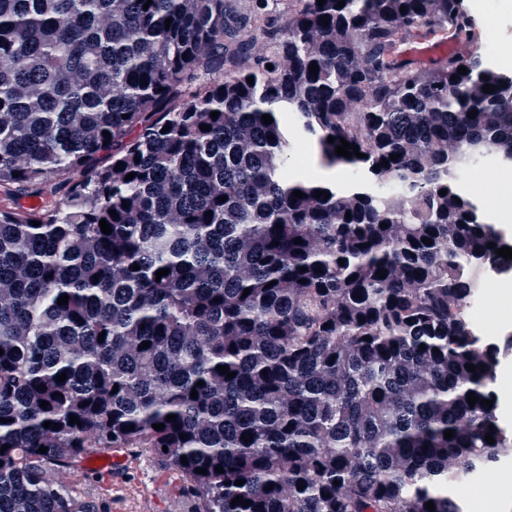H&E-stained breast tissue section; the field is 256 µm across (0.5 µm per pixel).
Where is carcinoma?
Returning a JSON list of instances; mask_svg holds the SVG:
<instances>
[{
    "label": "carcinoma",
    "instance_id": "cac0c4a2",
    "mask_svg": "<svg viewBox=\"0 0 512 512\" xmlns=\"http://www.w3.org/2000/svg\"><path fill=\"white\" fill-rule=\"evenodd\" d=\"M146 3L0 0V184L70 176L52 211L0 209V512H83L60 475L87 448L166 459L201 512H468L451 491L512 458L480 404L512 336L470 313L512 259L457 172L512 164V77L402 59L475 42L463 0ZM305 145L345 189L289 179Z\"/></svg>",
    "mask_w": 512,
    "mask_h": 512
}]
</instances>
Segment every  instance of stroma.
I'll list each match as a JSON object with an SVG mask.
<instances>
[{
    "mask_svg": "<svg viewBox=\"0 0 512 512\" xmlns=\"http://www.w3.org/2000/svg\"><path fill=\"white\" fill-rule=\"evenodd\" d=\"M500 2L486 0L477 20L494 30L496 49L489 53V62L512 75V13H502ZM65 187L64 180H54L34 195L16 184L1 185L0 208L20 213L52 210L63 201ZM109 454L106 448L87 449L62 477L69 494L89 512H201V501L185 475L166 460L143 448H125L117 470L91 467V459Z\"/></svg>",
    "mask_w": 512,
    "mask_h": 512,
    "instance_id": "stroma-1",
    "label": "stroma"
}]
</instances>
